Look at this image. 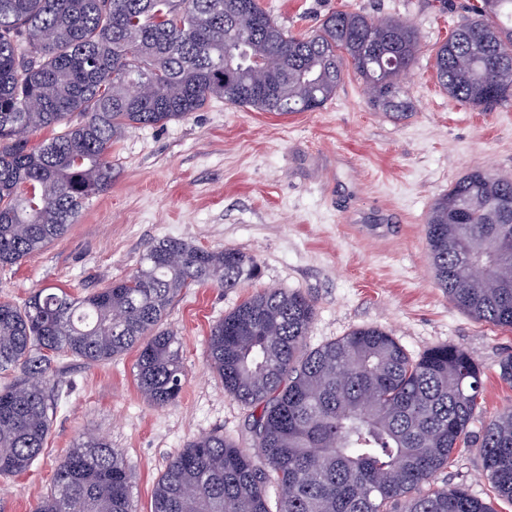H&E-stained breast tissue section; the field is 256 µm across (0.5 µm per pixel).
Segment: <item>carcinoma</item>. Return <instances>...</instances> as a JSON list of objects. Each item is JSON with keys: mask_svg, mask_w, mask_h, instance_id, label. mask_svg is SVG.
<instances>
[{"mask_svg": "<svg viewBox=\"0 0 512 512\" xmlns=\"http://www.w3.org/2000/svg\"><path fill=\"white\" fill-rule=\"evenodd\" d=\"M437 49L439 86L490 110L512 99V0H474ZM238 55L224 75V52ZM418 30L361 11L288 34L259 0H0V267L63 237L86 200L112 184V143L164 126L213 97L286 115L314 111L348 72L375 110L407 112L400 75L416 63ZM139 93L131 96V85ZM82 120L72 123L73 114ZM61 128L39 146L27 132ZM512 179L470 170L429 212L436 284L472 318L512 328ZM484 267L475 277L470 264ZM256 260L168 238L128 278L75 298L44 288L0 303V476L27 471L53 415L44 382L57 356L102 364L135 349L144 399L179 396L185 370L163 328L184 289L236 288ZM315 302L263 289L214 324L207 366L249 408L250 452L221 434L191 440L168 464L151 512H495L438 473L468 442L482 371L462 348L413 358L379 327L307 345ZM480 456L495 497L512 503V409L482 426ZM132 474L103 438L82 437L35 512H135ZM278 500L270 507V493Z\"/></svg>", "mask_w": 512, "mask_h": 512, "instance_id": "obj_1", "label": "carcinoma"}]
</instances>
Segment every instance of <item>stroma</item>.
Returning a JSON list of instances; mask_svg holds the SVG:
<instances>
[{
  "label": "stroma",
  "instance_id": "35a3bbf8",
  "mask_svg": "<svg viewBox=\"0 0 512 512\" xmlns=\"http://www.w3.org/2000/svg\"><path fill=\"white\" fill-rule=\"evenodd\" d=\"M439 0H261L292 34L331 13L400 17L420 32L415 66L402 82L408 112H376L362 80L348 74L322 108L278 115L211 99L163 127L130 129L112 145V185L92 197L68 233L18 265L0 268V302L23 304L43 288L80 298L130 276L146 247L180 238L204 249L254 256L259 275L232 289H188L164 325L181 348L186 377L178 402L158 408L136 381V352L90 365L54 361L46 393L57 408L45 448L23 474L0 478V512H34L56 468L82 436L109 441L133 472L137 512L186 444L213 432L247 448L248 411L205 367L210 329L255 292L295 289L316 303L308 343L351 330L390 332L410 356L443 344L466 350L485 375L478 423L512 408L497 374L512 354V330L455 307L432 273L425 225L435 200L481 167L512 178V100L491 111L457 103L438 85L437 48L465 17ZM438 486L466 488L492 502L476 442L461 446Z\"/></svg>",
  "mask_w": 512,
  "mask_h": 512
}]
</instances>
